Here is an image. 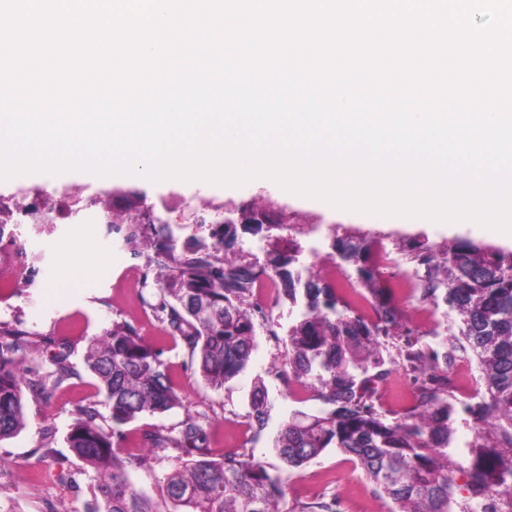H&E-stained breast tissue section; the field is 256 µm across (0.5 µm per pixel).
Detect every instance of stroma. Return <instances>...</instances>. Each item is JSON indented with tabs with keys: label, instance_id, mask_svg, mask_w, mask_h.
<instances>
[{
	"label": "stroma",
	"instance_id": "obj_1",
	"mask_svg": "<svg viewBox=\"0 0 512 512\" xmlns=\"http://www.w3.org/2000/svg\"><path fill=\"white\" fill-rule=\"evenodd\" d=\"M112 188L141 190L146 203L160 215L168 232L179 244L189 241L193 230L187 224L183 203L198 198L221 195L231 206L257 198L274 204L277 228L259 235L240 234L237 250L244 260L263 262L273 254L288 250L287 227L318 216L320 232L316 241L301 240L296 253V267H310L328 277L337 271L356 277L354 265L332 260L334 230L343 227L365 235L372 246L387 245L397 256L402 269L415 268V244L421 243L439 257L449 241L470 238L511 250L512 242L474 224H386L376 219H340L308 203L292 201L278 190L239 188L185 183L181 181L146 183L117 177ZM74 246L98 267L89 281L73 285L62 276V250ZM31 247V276L25 287L0 288V323L29 333L33 346L27 366L47 367L51 349L70 345L71 363L79 369L77 378L68 380L55 392L51 403L27 399L28 427L14 438L0 441V512H84L91 499V482L83 473L82 461L67 444L72 409L78 402L96 400V381L84 369L86 340L111 328L113 322L126 321L136 326L161 351L162 359L176 390L192 412L204 417L206 453L221 457L224 452H249L280 472L287 503L336 498L340 512H389V503L374 495L351 457L328 449L309 464L302 474L285 468L272 441L288 417L296 412L312 414L321 403L312 393L288 384L279 377L278 367L285 353L284 341L289 327L300 312L284 296H277L268 321L255 325L256 347L247 369L221 390L209 388L195 371L181 342L163 335L146 300L155 287L144 282L129 287L125 264L131 253L123 240L112 239L102 224H60L52 234L37 235L28 224L17 225L15 239L0 244V272L8 271L13 252ZM392 303L404 326L415 327L421 348H442L450 344L457 331L456 317L447 306H425L419 293L393 295ZM390 374L379 389V405L391 416L401 415L414 402L415 388L409 380H396L400 360L395 347L384 349ZM264 381L268 393L269 416L264 430L249 424L248 402L255 381ZM39 473H32V466Z\"/></svg>",
	"mask_w": 512,
	"mask_h": 512
}]
</instances>
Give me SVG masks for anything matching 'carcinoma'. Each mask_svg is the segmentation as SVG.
<instances>
[{
  "label": "carcinoma",
  "instance_id": "1",
  "mask_svg": "<svg viewBox=\"0 0 512 512\" xmlns=\"http://www.w3.org/2000/svg\"><path fill=\"white\" fill-rule=\"evenodd\" d=\"M264 214L250 203L241 210V225H222L220 256L199 242L179 253L165 227L154 230L148 265L156 271L158 291L151 308L164 334L181 341L205 383L221 390L247 368L256 345L252 309L258 278L272 275L294 305L303 289L282 367L323 408L313 415L295 413L277 431L273 448L288 470L299 474L334 448L355 458L374 493L395 504L390 512H495L475 499L488 498L491 488L512 497V251L460 238L436 262L417 255L425 266L421 300L448 306L458 319L459 338L441 355L415 354L426 378L413 405L390 420L376 405L379 385L389 375L378 338L401 336L403 326L371 263L369 242L338 237L333 248L356 266L377 311L375 323L354 315L311 269H291L292 254L259 263L232 252L238 231L263 230L258 219ZM115 223L124 225L123 241L130 247L146 238L135 212L117 214ZM27 349L26 332L0 325V441L27 427L25 396L48 404L65 381L80 376L68 346L50 352L53 370L44 374L23 368ZM459 360L475 362L480 372L486 394L472 415L488 426L461 454L452 446L454 403L448 401V370ZM84 364L112 421L110 428L99 423L95 403H78L73 410L67 443L93 481L85 512H335L326 502L286 507L281 475L254 454L237 451L219 459L202 452L175 457L158 480L157 501L135 485L130 472L150 454L205 441L200 415L188 411L174 428L144 432L142 448L131 452L122 446V426L185 408L161 352L132 324L114 322L88 338ZM248 417L256 430L264 429L267 391L261 382L250 395ZM457 464L467 475L462 486L454 475Z\"/></svg>",
  "mask_w": 512,
  "mask_h": 512
}]
</instances>
